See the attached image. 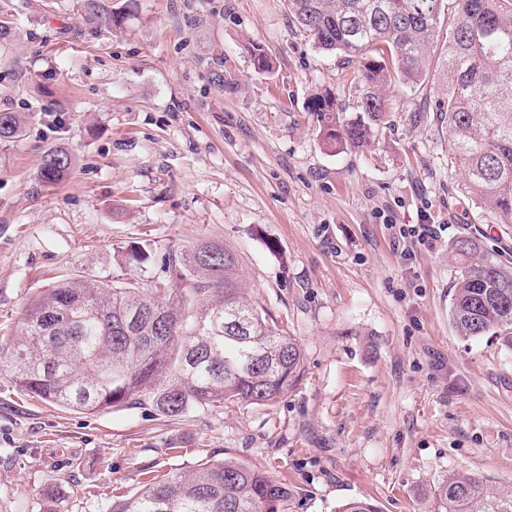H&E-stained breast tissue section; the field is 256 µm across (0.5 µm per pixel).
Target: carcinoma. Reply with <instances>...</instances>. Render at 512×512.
<instances>
[{
	"instance_id": "1",
	"label": "carcinoma",
	"mask_w": 512,
	"mask_h": 512,
	"mask_svg": "<svg viewBox=\"0 0 512 512\" xmlns=\"http://www.w3.org/2000/svg\"><path fill=\"white\" fill-rule=\"evenodd\" d=\"M300 33L323 51L358 65V111L343 121L336 97L319 94L308 111L326 130V145L360 147L372 136L366 120L387 111L386 93L398 84L418 91L443 71L448 160L461 168L477 204L512 224V0H286ZM453 5L457 24L443 30ZM97 26L121 29L124 16L85 0ZM254 68L274 66L258 44L248 47ZM16 113L0 112V142L16 137ZM73 158L64 149L42 157L40 178L58 184ZM457 270L451 318L457 332H489L512 346V267L481 253L478 239L451 245ZM177 295L162 283L150 292L116 286L108 278H66L29 300L22 338L0 350L27 394L85 412L129 405L156 390L167 418L224 402L264 405L286 394L298 377L301 350L269 314L246 301L236 255L206 241L171 255ZM248 324L240 335L230 323ZM429 512H512V491H492L467 476L433 484ZM288 487L264 472L224 460L166 480L149 481L107 512H287ZM338 512H381L370 500H351Z\"/></svg>"
}]
</instances>
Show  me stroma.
<instances>
[{
  "instance_id": "1",
  "label": "stroma",
  "mask_w": 512,
  "mask_h": 512,
  "mask_svg": "<svg viewBox=\"0 0 512 512\" xmlns=\"http://www.w3.org/2000/svg\"><path fill=\"white\" fill-rule=\"evenodd\" d=\"M0 0V344L56 281L154 288L169 253L234 250L248 299L298 343L299 377L267 405L172 420L151 396L95 413L30 397L0 368V512H107L113 496L231 460L288 487V512H427L439 478L512 490V348L459 335L450 245L480 239L512 266V224L448 163L439 77L391 87L368 146L329 151L309 98L358 116L357 65L315 48L285 0ZM259 44L275 70L256 72ZM230 89H220L219 80ZM73 153L56 185L43 154ZM393 224H437L433 247ZM150 258L127 262L131 247ZM86 11L90 18L100 28H104L114 32V30L121 29L124 16L118 12L109 10L101 6L100 0H84Z\"/></svg>"
}]
</instances>
